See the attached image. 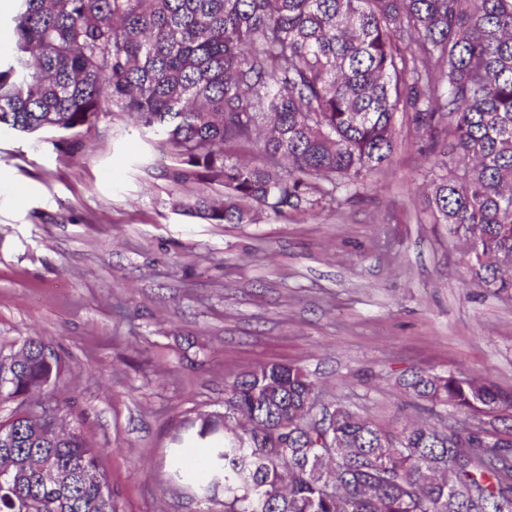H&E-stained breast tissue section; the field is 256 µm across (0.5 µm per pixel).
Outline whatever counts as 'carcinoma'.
<instances>
[{
	"mask_svg": "<svg viewBox=\"0 0 512 512\" xmlns=\"http://www.w3.org/2000/svg\"><path fill=\"white\" fill-rule=\"evenodd\" d=\"M0 54V129L60 133L54 149L82 150L100 117L125 112L169 151L159 177L199 185L183 207L210 224L260 211L312 213L381 169L398 115L448 138V175L433 181L436 223L472 279L512 290V0H18ZM262 139L260 156L236 154ZM0 397L16 400L65 366L29 336ZM279 382L276 401L254 397ZM408 395L451 407L473 424L384 428L338 404L313 413L316 385L293 364L236 377L224 414L190 420L201 439L224 428L221 463L172 461V476L224 489V512H461L483 498L512 512V393L477 376L416 372ZM41 419L65 426L47 398ZM288 419V432L280 429ZM21 464L0 479V512H114L95 449L74 428L55 440L25 418L0 452ZM37 455L76 466L43 485L22 466Z\"/></svg>",
	"mask_w": 512,
	"mask_h": 512,
	"instance_id": "cac0c4a2",
	"label": "carcinoma"
}]
</instances>
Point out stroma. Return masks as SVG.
I'll list each match as a JSON object with an SVG mask.
<instances>
[{
    "label": "stroma",
    "mask_w": 512,
    "mask_h": 512,
    "mask_svg": "<svg viewBox=\"0 0 512 512\" xmlns=\"http://www.w3.org/2000/svg\"><path fill=\"white\" fill-rule=\"evenodd\" d=\"M407 117L389 164L316 216L210 224L157 178L153 134L114 113L68 155L0 132V359L25 337L69 369L51 393L98 451L115 512H222L171 478L188 417L264 363L300 366L319 405L398 430L425 414L397 384L424 370L512 393V292L473 282L425 195L447 175Z\"/></svg>",
    "instance_id": "1"
}]
</instances>
